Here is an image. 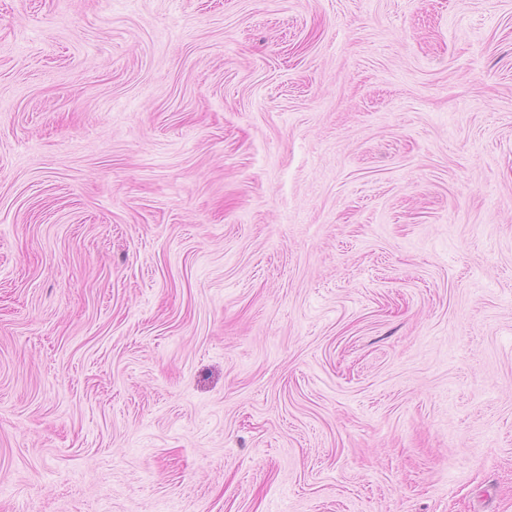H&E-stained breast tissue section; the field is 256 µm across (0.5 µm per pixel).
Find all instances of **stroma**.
Wrapping results in <instances>:
<instances>
[{"label": "stroma", "instance_id": "stroma-1", "mask_svg": "<svg viewBox=\"0 0 512 512\" xmlns=\"http://www.w3.org/2000/svg\"><path fill=\"white\" fill-rule=\"evenodd\" d=\"M0 512H512V0H0Z\"/></svg>", "mask_w": 512, "mask_h": 512}]
</instances>
